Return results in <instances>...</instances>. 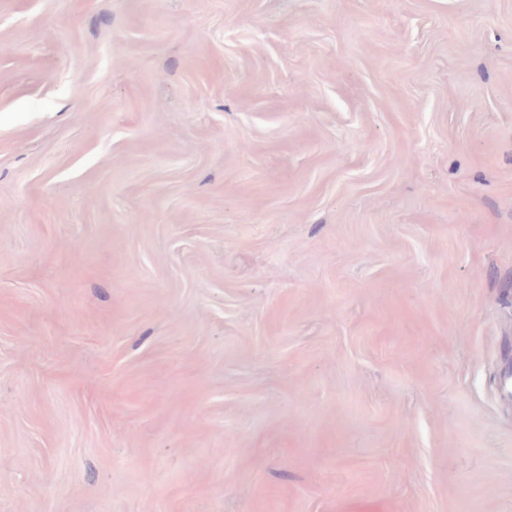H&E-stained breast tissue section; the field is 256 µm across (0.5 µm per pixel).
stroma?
Wrapping results in <instances>:
<instances>
[{
	"mask_svg": "<svg viewBox=\"0 0 512 512\" xmlns=\"http://www.w3.org/2000/svg\"><path fill=\"white\" fill-rule=\"evenodd\" d=\"M0 512H512V0H0Z\"/></svg>",
	"mask_w": 512,
	"mask_h": 512,
	"instance_id": "35a3bbf8",
	"label": "stroma"
}]
</instances>
